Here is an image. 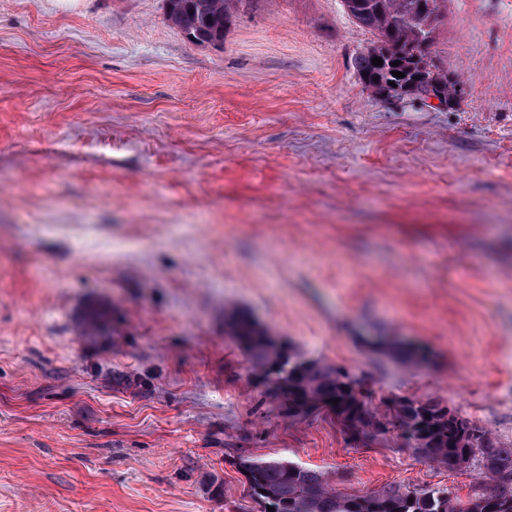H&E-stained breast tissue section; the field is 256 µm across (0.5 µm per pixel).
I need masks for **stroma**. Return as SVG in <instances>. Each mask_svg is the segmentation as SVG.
I'll list each match as a JSON object with an SVG mask.
<instances>
[{
	"label": "stroma",
	"instance_id": "stroma-1",
	"mask_svg": "<svg viewBox=\"0 0 512 512\" xmlns=\"http://www.w3.org/2000/svg\"><path fill=\"white\" fill-rule=\"evenodd\" d=\"M372 40L343 0H237L220 45L164 0H0V512H260L269 458L472 494L286 417L228 310L512 448V0H446L450 110L367 91Z\"/></svg>",
	"mask_w": 512,
	"mask_h": 512
}]
</instances>
